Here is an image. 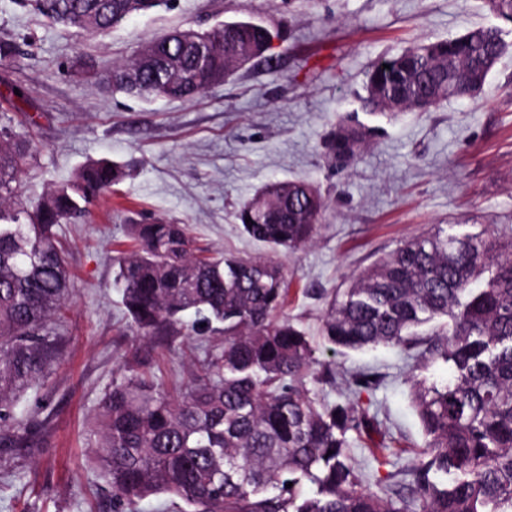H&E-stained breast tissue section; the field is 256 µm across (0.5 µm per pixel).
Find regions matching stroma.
Segmentation results:
<instances>
[{
	"mask_svg": "<svg viewBox=\"0 0 512 512\" xmlns=\"http://www.w3.org/2000/svg\"><path fill=\"white\" fill-rule=\"evenodd\" d=\"M239 19L272 30L273 63L247 65L188 102H141L101 82L148 39ZM496 25L508 49L480 93L395 119L365 109V73L383 56ZM1 41L20 55L0 66V113L14 117L36 152L18 175L24 198L35 200L100 159L120 165L125 177L92 205L88 222L56 229L75 289L61 329L64 360L23 404L35 427L29 447H0V512H112L86 436L105 390L132 366L180 393L224 343L211 333L132 335L112 286L116 260L131 248V224H183L209 255L282 264L284 315L308 337L314 372L328 365L339 373L309 389L340 402L342 373L383 377L370 411L390 434L385 455H373V437L348 435L364 484L374 487L416 460L426 437L410 380L446 379L448 364L415 360L398 346L335 353L321 327L354 276L412 237L440 226L512 240V24L485 0H172L170 10L91 37L50 23L21 0H0ZM347 115L378 136L340 171L324 141ZM279 180L312 183L328 203L313 241L288 253L249 238L237 219L257 190Z\"/></svg>",
	"mask_w": 512,
	"mask_h": 512,
	"instance_id": "obj_1",
	"label": "stroma"
}]
</instances>
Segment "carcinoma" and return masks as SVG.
Returning <instances> with one entry per match:
<instances>
[{"instance_id":"carcinoma-1","label":"carcinoma","mask_w":512,"mask_h":512,"mask_svg":"<svg viewBox=\"0 0 512 512\" xmlns=\"http://www.w3.org/2000/svg\"><path fill=\"white\" fill-rule=\"evenodd\" d=\"M30 2L51 22L103 36L169 0ZM272 39L251 20L202 33L175 29L114 68L112 89L143 101H191L267 57ZM504 50L495 27L414 46L367 70L366 102L396 114L421 112L427 99L466 97L474 81L486 82L487 60ZM329 147L348 167L369 142L341 122ZM34 158L13 118L0 114V423L9 429L0 445L7 448L33 436L18 404L62 359L60 329L73 288L56 227L85 222L89 205L123 177L106 160L91 162L31 208L13 182ZM325 211L314 185L276 181L242 205L239 219L251 238L290 251L312 241ZM128 232L134 248L119 261L113 287L136 333H222L224 346L176 397L134 368L104 393L89 451L114 512L158 495L191 512H512V241L438 227L374 262L328 310L325 339L346 350L412 349L419 326L449 319L426 353L450 364L451 377L413 386L426 448L378 481L376 492L352 466L347 434L376 432L374 452L386 451L376 416L360 408L381 376H353L345 403L312 395L310 343L277 318L288 294L282 267L198 255L183 224H130Z\"/></svg>"}]
</instances>
